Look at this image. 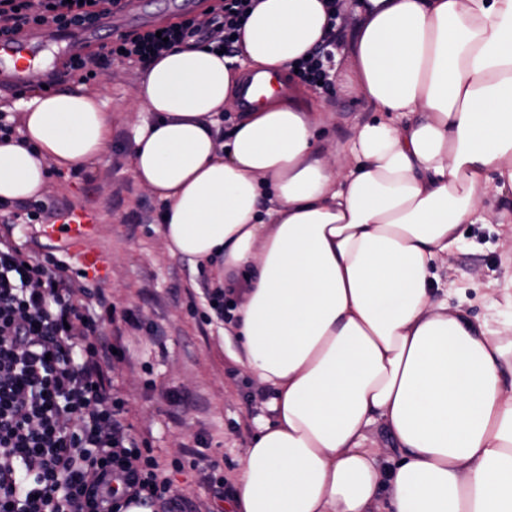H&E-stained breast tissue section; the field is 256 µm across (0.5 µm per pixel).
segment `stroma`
Returning a JSON list of instances; mask_svg holds the SVG:
<instances>
[{"instance_id": "stroma-1", "label": "stroma", "mask_w": 512, "mask_h": 512, "mask_svg": "<svg viewBox=\"0 0 512 512\" xmlns=\"http://www.w3.org/2000/svg\"><path fill=\"white\" fill-rule=\"evenodd\" d=\"M357 0H340L341 25L336 29L328 63V85L312 92L329 112V132L347 139L355 127L372 119L362 98L345 85L348 49L358 22ZM125 26L136 33L207 13L211 0H134ZM144 70L140 64L118 65V77L97 76L83 89L103 99L112 116V143L102 162L51 175L44 202L60 210L89 208L98 230L93 247L108 255L105 274L89 276V287L103 289L116 313L135 310L142 327L129 331L130 364L118 365L113 376L129 419L154 454L169 460L195 437L208 442V454L219 464L224 494L232 496L240 460L259 418L268 416L267 390L237 360L239 345L230 322L210 308L207 289L219 279L211 268L191 271L173 256L160 228L161 203L129 172L137 127L147 120L138 111L132 90ZM464 243L435 264L449 308H462L473 321L505 329L511 314L501 307L492 280L512 279V245L504 244L496 224L461 225ZM185 395L172 405L165 393Z\"/></svg>"}]
</instances>
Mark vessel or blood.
Segmentation results:
<instances>
[{"label":"vessel or blood","instance_id":"1","mask_svg":"<svg viewBox=\"0 0 512 512\" xmlns=\"http://www.w3.org/2000/svg\"><path fill=\"white\" fill-rule=\"evenodd\" d=\"M54 42L62 57L81 56L84 52L82 33L72 30H58L51 33L40 29L28 31L25 35L0 36V80L7 81L11 86L25 88L28 72L33 64L25 47L32 42L43 40ZM97 226L92 211L75 209L64 213L63 221L59 224L41 225V237L62 240L67 246L77 252L79 261L84 268L93 273L105 271L106 257L90 247L89 242L95 236Z\"/></svg>","mask_w":512,"mask_h":512}]
</instances>
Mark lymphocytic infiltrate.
<instances>
[{
    "label": "lymphocytic infiltrate",
    "instance_id": "1",
    "mask_svg": "<svg viewBox=\"0 0 512 512\" xmlns=\"http://www.w3.org/2000/svg\"><path fill=\"white\" fill-rule=\"evenodd\" d=\"M123 0H0V33L82 29L119 10ZM254 0H217L209 24L217 47L238 53L239 30ZM201 32L186 18L122 36L65 64L69 77L93 80L112 63L145 64ZM52 206L34 203L0 217V512H190L171 479L190 466L213 471L216 498L223 481L201 449L160 461L128 420L111 372L125 362L126 328L139 319L115 308L102 292L67 275L51 257L13 240L17 222L47 224Z\"/></svg>",
    "mask_w": 512,
    "mask_h": 512
}]
</instances>
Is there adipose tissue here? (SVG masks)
<instances>
[{
    "label": "adipose tissue",
    "mask_w": 512,
    "mask_h": 512,
    "mask_svg": "<svg viewBox=\"0 0 512 512\" xmlns=\"http://www.w3.org/2000/svg\"><path fill=\"white\" fill-rule=\"evenodd\" d=\"M346 85L375 111L325 138L309 92L266 90L227 139L239 71L187 42L149 63L133 179L191 267L216 263L239 361L271 393L232 512H512V340L449 312L434 266L483 198L512 192V0H361ZM328 31L324 0H257L242 64L278 78ZM0 202L108 152L105 102L78 88L17 104ZM400 455L381 464L367 430Z\"/></svg>",
    "instance_id": "1"
}]
</instances>
